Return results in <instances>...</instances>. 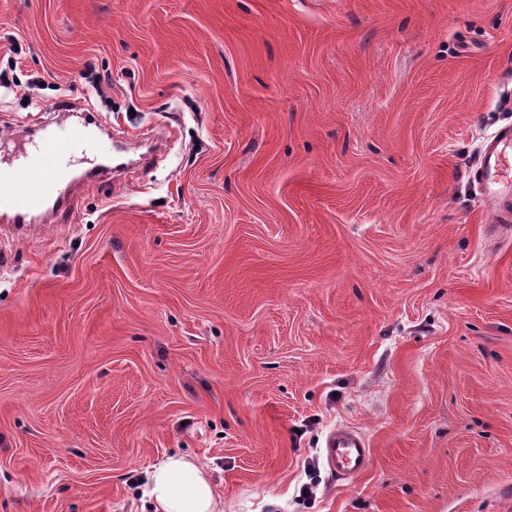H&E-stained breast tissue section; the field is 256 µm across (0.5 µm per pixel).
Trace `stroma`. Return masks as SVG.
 Segmentation results:
<instances>
[{
    "label": "stroma",
    "instance_id": "obj_1",
    "mask_svg": "<svg viewBox=\"0 0 512 512\" xmlns=\"http://www.w3.org/2000/svg\"><path fill=\"white\" fill-rule=\"evenodd\" d=\"M506 125L512 0H0V161L77 177L0 226V512H152L172 454L226 512H503L512 236L468 173ZM323 455L329 470L345 480L366 472L372 463L366 437L350 427H337L328 434Z\"/></svg>",
    "mask_w": 512,
    "mask_h": 512
}]
</instances>
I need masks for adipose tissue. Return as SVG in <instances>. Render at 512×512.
<instances>
[{
    "label": "adipose tissue",
    "mask_w": 512,
    "mask_h": 512,
    "mask_svg": "<svg viewBox=\"0 0 512 512\" xmlns=\"http://www.w3.org/2000/svg\"><path fill=\"white\" fill-rule=\"evenodd\" d=\"M145 494L154 512H224V498L205 466L183 455L150 468Z\"/></svg>",
    "instance_id": "1"
}]
</instances>
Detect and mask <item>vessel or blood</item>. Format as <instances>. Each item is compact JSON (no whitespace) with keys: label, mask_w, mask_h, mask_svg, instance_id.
<instances>
[{"label":"vessel or blood","mask_w":512,"mask_h":512,"mask_svg":"<svg viewBox=\"0 0 512 512\" xmlns=\"http://www.w3.org/2000/svg\"><path fill=\"white\" fill-rule=\"evenodd\" d=\"M69 171L61 163V149L53 137L43 136L33 155L0 168V221L15 234H25L34 219L46 213L62 216L67 199L62 186ZM494 208L498 223H512V126L501 127L483 145L469 172ZM329 470L342 479L366 472L372 452L366 437L349 427L333 429L323 450Z\"/></svg>","instance_id":"1"}]
</instances>
